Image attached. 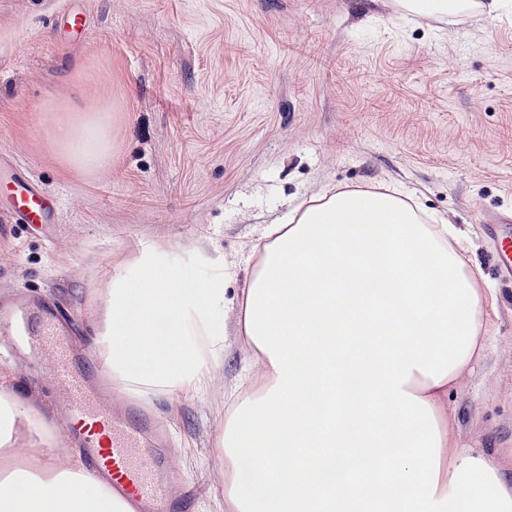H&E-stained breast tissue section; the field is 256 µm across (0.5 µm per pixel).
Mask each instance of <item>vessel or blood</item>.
I'll list each match as a JSON object with an SVG mask.
<instances>
[{"label": "vessel or blood", "mask_w": 512, "mask_h": 512, "mask_svg": "<svg viewBox=\"0 0 512 512\" xmlns=\"http://www.w3.org/2000/svg\"><path fill=\"white\" fill-rule=\"evenodd\" d=\"M53 215L43 187L31 179L21 180L10 221L42 224ZM483 223L496 244V275L512 283V215L490 212ZM36 341L55 360V382L65 398L66 412L79 426L89 474L105 482L128 512H175L168 497L170 470L163 452L169 433L156 413L135 406L126 415L111 414L99 384L104 366L79 365L55 319L43 320Z\"/></svg>", "instance_id": "b4317fda"}]
</instances>
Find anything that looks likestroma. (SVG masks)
I'll use <instances>...</instances> for the list:
<instances>
[{"label": "stroma", "instance_id": "stroma-1", "mask_svg": "<svg viewBox=\"0 0 512 512\" xmlns=\"http://www.w3.org/2000/svg\"><path fill=\"white\" fill-rule=\"evenodd\" d=\"M78 5L71 34L54 17ZM105 103L110 169L62 163L55 104ZM0 152L58 203L55 223L0 234V374L67 430L51 401L44 309L77 349L102 329L115 268L161 246L187 291L245 287L264 229L324 190L399 187L470 236L465 262L494 290L484 356L448 393L452 448L512 475V284L494 270L487 211L512 214V7L417 22L394 0H0ZM226 348L203 393H154L173 426L171 498L224 512V405L248 363L234 311L215 306Z\"/></svg>", "mask_w": 512, "mask_h": 512}]
</instances>
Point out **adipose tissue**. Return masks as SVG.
Instances as JSON below:
<instances>
[{
    "label": "adipose tissue",
    "mask_w": 512,
    "mask_h": 512,
    "mask_svg": "<svg viewBox=\"0 0 512 512\" xmlns=\"http://www.w3.org/2000/svg\"><path fill=\"white\" fill-rule=\"evenodd\" d=\"M403 15H493L505 0H395ZM52 131L66 162L108 169L105 105L67 101ZM238 302L258 367L224 414V512H512V477L448 452L449 386L484 349L490 289L470 241L403 191L325 192L269 225ZM115 275L95 338L112 375L146 395L201 390L220 337L222 282L186 299L160 251ZM32 407L0 383V512H122L81 459L40 474L9 451Z\"/></svg>",
    "instance_id": "obj_1"
}]
</instances>
